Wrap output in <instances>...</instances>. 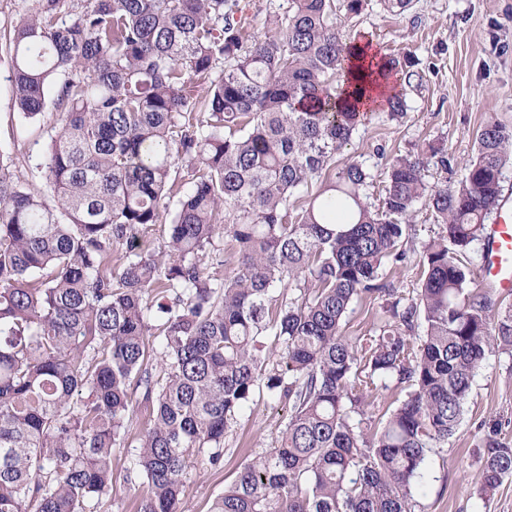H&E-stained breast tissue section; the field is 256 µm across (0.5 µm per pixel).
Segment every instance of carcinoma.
Wrapping results in <instances>:
<instances>
[{"label": "carcinoma", "mask_w": 512, "mask_h": 512, "mask_svg": "<svg viewBox=\"0 0 512 512\" xmlns=\"http://www.w3.org/2000/svg\"><path fill=\"white\" fill-rule=\"evenodd\" d=\"M35 2L8 34L12 100L34 119L53 89L65 123L44 165L54 203L0 157V512H99L113 452L132 446L136 512H179L191 459L222 462L262 386L288 421L210 512H415L476 371L512 356V314L461 260L500 206L512 131L485 126L450 188L424 179L443 147L395 156L369 204L361 162L325 174L367 114L352 57L396 117L418 72L346 29L363 0L343 17L335 0H285L263 40L243 0ZM174 174L189 190L172 209ZM419 200L440 231L405 298L381 270L405 260ZM373 296L384 319L345 335ZM391 387L405 398L375 429L367 408ZM481 447L487 495L512 477L503 423Z\"/></svg>", "instance_id": "obj_1"}]
</instances>
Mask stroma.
<instances>
[{
    "mask_svg": "<svg viewBox=\"0 0 512 512\" xmlns=\"http://www.w3.org/2000/svg\"><path fill=\"white\" fill-rule=\"evenodd\" d=\"M32 0H0V153L21 163L35 191L47 193L43 162L50 135L60 125L54 103L39 121L24 119L13 105L10 70L3 34ZM384 53L414 55L421 80L407 89V112L398 118L370 112L351 143L339 151L337 165L356 160L372 176L365 190L376 199L387 161L417 151L426 143L443 144V158H429L424 174L433 187H450L466 173L477 149V135L487 124L512 130V0H413L403 13L384 10L380 0H365L352 19ZM439 230L424 201L409 216L411 242L404 262L387 265L383 279L398 293L417 288L423 267V244ZM288 409L267 392H255L237 424L224 438V460L212 468H189L180 512H209L214 497L236 476L253 453L274 445ZM512 421V357H490L475 377L455 434L426 464L424 486L416 495V512H512V479L482 496L479 486V440L493 423ZM131 449L112 460V488L100 512H136L135 492L126 480Z\"/></svg>",
    "mask_w": 512,
    "mask_h": 512,
    "instance_id": "stroma-1",
    "label": "stroma"
}]
</instances>
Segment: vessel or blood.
<instances>
[{
  "label": "vessel or blood",
  "instance_id": "obj_1",
  "mask_svg": "<svg viewBox=\"0 0 512 512\" xmlns=\"http://www.w3.org/2000/svg\"><path fill=\"white\" fill-rule=\"evenodd\" d=\"M481 283L499 293L512 291V201L502 200L496 222L490 227Z\"/></svg>",
  "mask_w": 512,
  "mask_h": 512
}]
</instances>
